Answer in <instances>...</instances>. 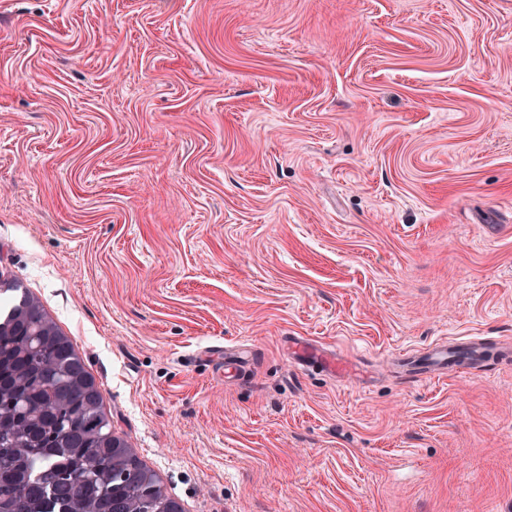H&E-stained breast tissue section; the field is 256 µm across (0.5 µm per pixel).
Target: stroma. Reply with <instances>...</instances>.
<instances>
[{"label":"stroma","instance_id":"1","mask_svg":"<svg viewBox=\"0 0 512 512\" xmlns=\"http://www.w3.org/2000/svg\"><path fill=\"white\" fill-rule=\"evenodd\" d=\"M0 285L183 512H512V0H0ZM291 343L294 354L300 361L308 363L313 358H320L332 370H345V366L341 364V359L329 354L324 349L312 347L299 338L294 339ZM482 347V345L468 344H436L429 348L421 358L403 356L400 360L404 376L417 377L435 372H447L448 366L453 365L461 351L468 352V359L463 365L477 368L484 362Z\"/></svg>","mask_w":512,"mask_h":512}]
</instances>
